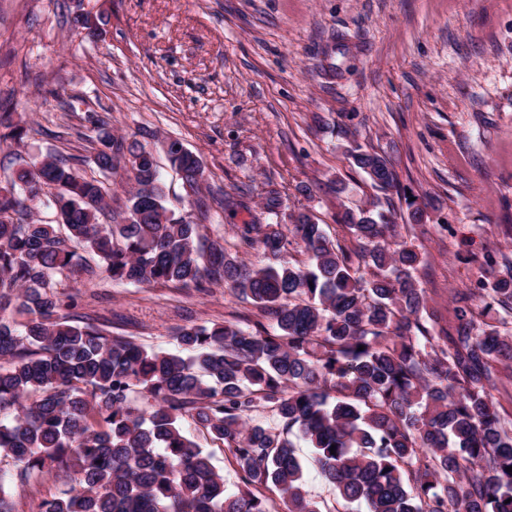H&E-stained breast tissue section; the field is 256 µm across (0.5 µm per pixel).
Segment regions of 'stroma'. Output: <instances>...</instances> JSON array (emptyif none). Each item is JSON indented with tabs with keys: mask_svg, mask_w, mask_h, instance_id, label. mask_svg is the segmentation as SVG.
Wrapping results in <instances>:
<instances>
[{
	"mask_svg": "<svg viewBox=\"0 0 512 512\" xmlns=\"http://www.w3.org/2000/svg\"><path fill=\"white\" fill-rule=\"evenodd\" d=\"M80 13L107 16L101 39L75 25ZM0 110L23 114L32 157L86 155L88 115L106 117L154 151L179 211L187 193L161 141H181L204 161V192L246 202L211 206L207 234L227 240L260 215L269 182L344 240L340 206L378 194L345 149L386 155L400 184L391 218L424 255L417 278L446 329L456 292L512 240V0H0ZM411 198L423 225L408 220ZM66 284L77 314L169 352L177 326L255 314L217 286ZM298 453L322 512H365Z\"/></svg>",
	"mask_w": 512,
	"mask_h": 512,
	"instance_id": "35a3bbf8",
	"label": "stroma"
}]
</instances>
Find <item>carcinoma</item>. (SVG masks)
<instances>
[{
	"label": "carcinoma",
	"mask_w": 512,
	"mask_h": 512,
	"mask_svg": "<svg viewBox=\"0 0 512 512\" xmlns=\"http://www.w3.org/2000/svg\"><path fill=\"white\" fill-rule=\"evenodd\" d=\"M88 121L90 156L28 161L30 127L0 112V143L18 161L0 181V311L20 316L0 317V512H15L6 485L34 476L68 482L40 512H270L253 491L270 485L288 512H322L303 490L293 436L366 512H512V424L493 394L498 363L512 360V260L487 257L491 280L457 294L454 332L441 336L416 277L422 253L398 239L381 199L336 214L348 247L306 209L282 222L270 186L265 223L235 226L230 250L167 206L152 151ZM166 154L205 214L201 155L178 140ZM347 156L378 190L398 189L386 156L359 145ZM87 163L103 179L84 175ZM120 170L117 197L108 178ZM34 202L51 218H33ZM255 248L262 266L243 259ZM298 248L307 260H288ZM75 273L224 287L256 319L177 328L184 358L69 313L78 295L59 288ZM137 388L151 411L133 405ZM261 408L275 425L254 421ZM186 419L229 450L243 488L225 489Z\"/></svg>",
	"instance_id": "carcinoma-1"
}]
</instances>
